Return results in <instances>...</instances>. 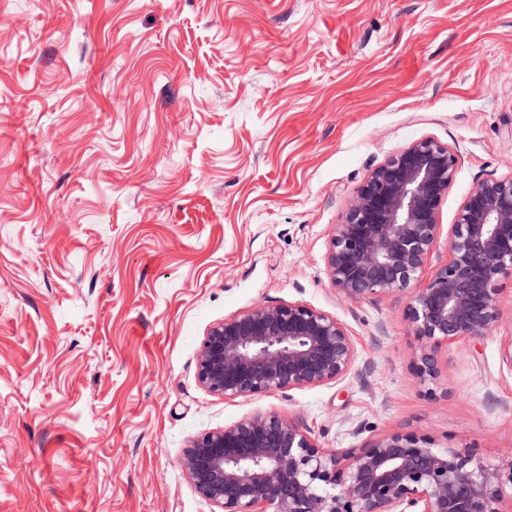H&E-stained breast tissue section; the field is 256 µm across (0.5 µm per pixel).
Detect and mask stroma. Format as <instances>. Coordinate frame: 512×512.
<instances>
[{"mask_svg":"<svg viewBox=\"0 0 512 512\" xmlns=\"http://www.w3.org/2000/svg\"><path fill=\"white\" fill-rule=\"evenodd\" d=\"M425 137L460 157L443 226L512 174V0H0V512H219L184 450L259 411L512 456L498 335L440 350L428 396L405 300L326 273L352 192ZM288 302L349 329L342 382L200 385L212 326Z\"/></svg>","mask_w":512,"mask_h":512,"instance_id":"1","label":"stroma"}]
</instances>
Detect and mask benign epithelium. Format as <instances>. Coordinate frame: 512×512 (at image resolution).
Returning <instances> with one entry per match:
<instances>
[{
  "label": "benign epithelium",
  "mask_w": 512,
  "mask_h": 512,
  "mask_svg": "<svg viewBox=\"0 0 512 512\" xmlns=\"http://www.w3.org/2000/svg\"><path fill=\"white\" fill-rule=\"evenodd\" d=\"M458 165L431 137L389 156L354 190L325 258L340 297L407 299L412 375L423 387L441 376L438 349L493 333L502 285L512 281V174L475 184L448 229V260L428 268ZM357 357L337 317L302 303L257 305L211 327L196 376L235 400L337 384ZM182 465L221 512H512V458L490 464L402 432L332 450L276 412L194 438Z\"/></svg>",
  "instance_id": "obj_1"
}]
</instances>
